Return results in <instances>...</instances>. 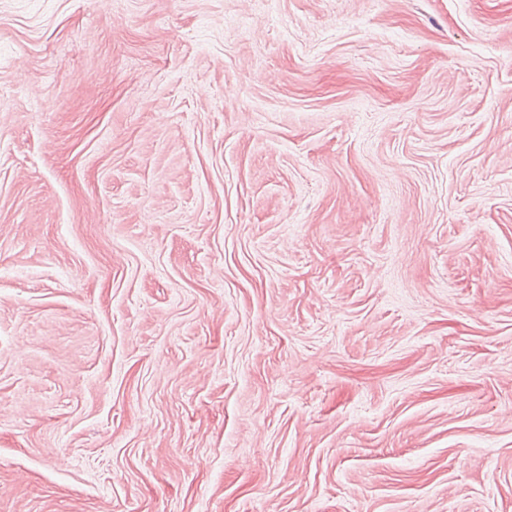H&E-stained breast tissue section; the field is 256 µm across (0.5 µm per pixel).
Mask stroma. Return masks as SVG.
<instances>
[{
  "label": "stroma",
  "mask_w": 512,
  "mask_h": 512,
  "mask_svg": "<svg viewBox=\"0 0 512 512\" xmlns=\"http://www.w3.org/2000/svg\"><path fill=\"white\" fill-rule=\"evenodd\" d=\"M0 512H512V0H0Z\"/></svg>",
  "instance_id": "35a3bbf8"
}]
</instances>
